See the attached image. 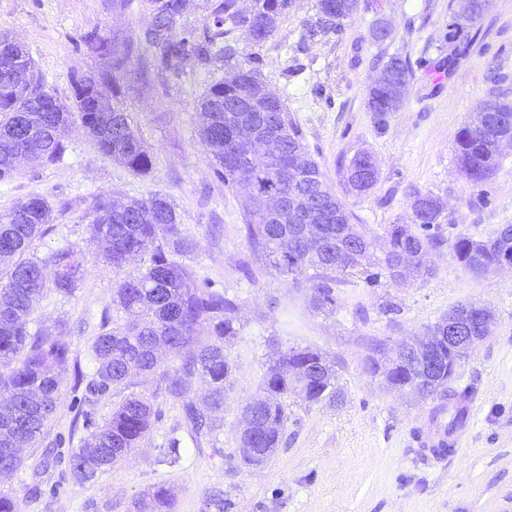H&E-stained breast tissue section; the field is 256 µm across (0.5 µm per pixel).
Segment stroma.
Masks as SVG:
<instances>
[{"instance_id":"1","label":"stroma","mask_w":512,"mask_h":512,"mask_svg":"<svg viewBox=\"0 0 512 512\" xmlns=\"http://www.w3.org/2000/svg\"><path fill=\"white\" fill-rule=\"evenodd\" d=\"M451 0H359L338 32L306 35L317 18L316 0H292L272 36L262 44L233 33L234 61H218L180 77L143 76L141 46L151 20L148 0L114 7L113 0H0V32L20 38L48 88L68 101L73 75L104 62L84 42L87 33L138 46L119 75L123 102L154 155L140 177L102 156L82 130H74L62 161L20 170L0 182V214L28 195L53 205V220L31 252L45 258L63 246L81 250L88 272L69 295L45 289L30 316V330L63 327L71 357L92 374L89 347L101 313L112 305L116 283L143 272L148 256L116 269L89 240L81 217L94 196L127 201L153 193L177 207L184 231L197 243L184 264L199 280L236 298L238 334L227 345L236 370L224 404V426L195 431L181 401L146 384L162 416L133 458L95 480L72 477L49 450L78 447L85 431L77 417L66 371L55 412L43 435L24 448V464L0 476V490L16 496L20 512H129L144 490L165 485L174 512H512V271L476 275L457 264V236L485 239L512 224V143L500 149V165L475 183L462 173L454 134L489 99H512V0H492L475 24L473 40L456 64L448 62ZM390 35L377 41L375 26ZM406 59L411 77L391 112H372L369 89L390 56ZM250 62L263 84L299 126L308 155L341 197L352 223L375 235L391 224L413 221L414 191L432 193L444 210L432 231L443 239L426 260L433 273L395 281L346 275L336 284L338 306L327 315L309 304L307 285L296 286L266 267L244 232L242 186L225 187L213 173L198 134L196 104L235 63ZM379 166L375 187L348 193L345 167L359 152ZM460 303L488 306L494 322L488 337L463 363L453 386L470 388L469 430L459 445L437 459L419 448L417 431L437 402L412 398L371 375L366 359L377 345L423 336ZM308 347L334 362L341 399L309 405L289 396L284 439L267 463L241 462L237 426L241 405L258 390L266 365L283 348ZM178 441L186 453L169 464L165 452ZM41 495H31L32 487ZM223 507H206L211 491Z\"/></svg>"}]
</instances>
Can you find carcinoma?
I'll list each match as a JSON object with an SVG mask.
<instances>
[{
    "instance_id": "cac0c4a2",
    "label": "carcinoma",
    "mask_w": 512,
    "mask_h": 512,
    "mask_svg": "<svg viewBox=\"0 0 512 512\" xmlns=\"http://www.w3.org/2000/svg\"><path fill=\"white\" fill-rule=\"evenodd\" d=\"M251 16L238 10V0H207L206 23L190 32H179L186 0H150L154 37L145 42L156 49L153 64L144 67L174 77L187 69L206 67L215 60L234 55L224 38L242 31L262 43L275 31L289 6L287 0H254ZM359 0H317V20L306 33L310 39L336 31L333 19H347L358 9ZM479 7L477 0H453L448 38L472 40L464 25ZM89 49L105 60V66L73 79L70 104H62L51 93L34 59L9 33H0V182L18 172L15 158L21 156L31 168L54 164L66 151L65 139L74 127L81 128L97 150L137 176L153 168L154 156L134 129L131 113L121 105L119 73L135 54V48H118L93 34L84 37ZM410 68L399 56L382 66V76L371 86L368 106L374 112H391L401 101ZM262 81L249 64L236 65L234 74L209 85L199 103V136L215 176L232 187L236 179L228 156L239 151L254 153L250 179L255 193L308 197L312 216L306 234L319 243L313 250L300 242L301 226L276 219L266 224L254 206L242 203L246 237L266 266L295 285L305 281L318 311H336V272L344 271L349 254L373 265L374 240L351 223L345 204L327 185L319 164L308 157L301 132L288 118L279 99H258V109L247 118L264 128L278 144L277 151L257 149L241 137V113L232 111L245 91H258ZM454 135L455 152L464 175L480 182L498 167L499 143L512 138V101L494 98ZM351 191L369 192L378 179L376 161L366 152L355 154L346 166ZM414 223L392 224L385 230L387 249L379 260L389 277L396 280L407 270L419 276L431 274L425 254L443 245L427 233L443 211L440 198L431 193L412 196ZM52 205L41 195L17 200L0 214V474L19 469V448L33 443L43 433L45 422L55 411L62 374L70 361V345L49 327L34 333L27 329L33 302L46 288L71 294L87 273L82 252L61 248L44 259L29 257L33 240L51 222ZM89 219V237L98 243L104 262L121 268L142 254L150 263L140 276L113 288L112 303L123 313L119 319L104 311L100 332L91 346L93 374L86 385L92 395L103 396L114 388L130 385L136 378H159L164 393L182 401L186 419L197 430L209 432L223 420L224 402L235 365L226 352V342L237 335L229 298L208 282L200 283L194 271L175 260L196 249V242L181 229L175 205L155 193L127 203H116L105 195L93 199L83 215ZM453 259L476 273L512 259V224L498 229L486 240L465 235L455 238ZM292 347L277 352L264 373L262 384L243 407L251 418L247 432L238 435L241 448H250L258 464H264L283 442L285 400L299 392L309 404L333 405L339 396L334 365L309 347L295 357ZM386 380L396 389L412 390L421 374L386 352ZM310 364V373L300 379L288 376V366ZM207 383L205 403L189 399L196 377ZM471 391L448 390V426L459 419L458 406ZM87 431L79 447L71 450L67 466L78 479L90 481L127 461L141 446L160 416L152 396L130 393L112 409L102 423L90 411L81 412ZM174 502L162 485L154 486L132 502L133 512H173Z\"/></svg>"
}]
</instances>
